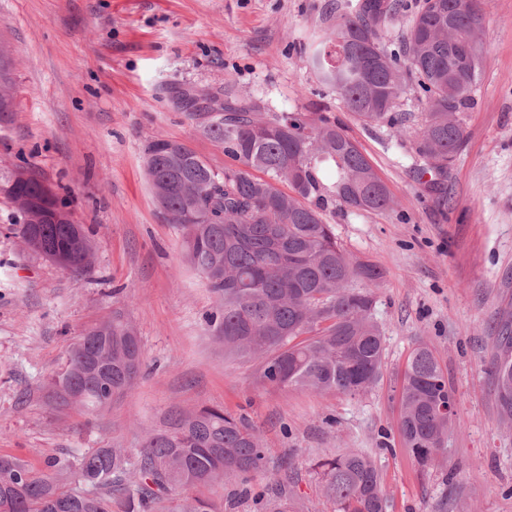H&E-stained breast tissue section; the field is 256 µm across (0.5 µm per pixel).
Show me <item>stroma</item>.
I'll use <instances>...</instances> for the list:
<instances>
[{"mask_svg":"<svg viewBox=\"0 0 512 512\" xmlns=\"http://www.w3.org/2000/svg\"><path fill=\"white\" fill-rule=\"evenodd\" d=\"M338 0H0V43L15 53L17 110L0 124V181L32 164L90 237L73 274L27 250L0 193V455L44 468L54 456L136 448L176 411L219 406L262 433L264 482L298 474V512H333L314 464L349 448L374 459L386 512H512V427L497 407L498 328L512 323V0H488L483 70L460 119L448 206L424 192L403 127L425 111L407 93L402 125H362L318 84L301 46L336 21ZM233 86L264 112H319L342 125L395 204L328 214L348 252L377 265L381 377L367 394L318 395L259 379L226 357L215 305L183 259L143 162L154 138L187 144L216 171L230 160L174 98ZM132 321L144 370L101 409L51 402V380L80 336L114 313ZM435 352L458 415L445 463L419 470L399 432L398 390L418 343Z\"/></svg>","mask_w":512,"mask_h":512,"instance_id":"35a3bbf8","label":"stroma"}]
</instances>
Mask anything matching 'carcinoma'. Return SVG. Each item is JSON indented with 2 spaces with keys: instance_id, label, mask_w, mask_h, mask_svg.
I'll list each match as a JSON object with an SVG mask.
<instances>
[{
  "instance_id": "cac0c4a2",
  "label": "carcinoma",
  "mask_w": 512,
  "mask_h": 512,
  "mask_svg": "<svg viewBox=\"0 0 512 512\" xmlns=\"http://www.w3.org/2000/svg\"><path fill=\"white\" fill-rule=\"evenodd\" d=\"M336 23L310 39L307 61L318 82L341 98L363 125L397 121L395 109L414 82L425 99L416 141L423 173L448 205L444 178L464 144L457 114L481 75L485 0H421L398 52L388 49L389 26L408 10L405 0H344ZM13 68L0 63V123L10 108ZM202 133L234 165L214 170L188 146L175 153L167 138L143 146L145 169L165 216L180 227L185 261L216 298L207 314L224 354L260 364L262 382L359 397L378 382L384 358L382 328L369 286L375 264L348 253L327 211L338 206L384 212L394 205L384 182L338 124L315 112L262 115L231 87L224 99L182 96ZM286 182L289 191L279 188ZM7 186L26 207L48 210L36 171L21 167ZM20 238L35 237L62 255V269L85 273L84 248L74 225L49 217L27 221ZM362 281L364 288L353 283ZM494 364L499 414L512 424V327L499 336ZM142 368L134 326L118 317L86 331L72 347L62 376L81 394L60 404L104 407L128 392ZM456 403L434 352L424 343L410 353L399 389L404 447L426 469L448 454ZM264 460L262 437L243 417L203 406L175 412L139 448H94L73 459L51 458L37 469L0 455V512H219L189 491L238 478L268 512H294L293 473L283 470L274 495L256 483ZM321 491L335 512H385L380 474L370 456L344 452L315 464Z\"/></svg>"
}]
</instances>
